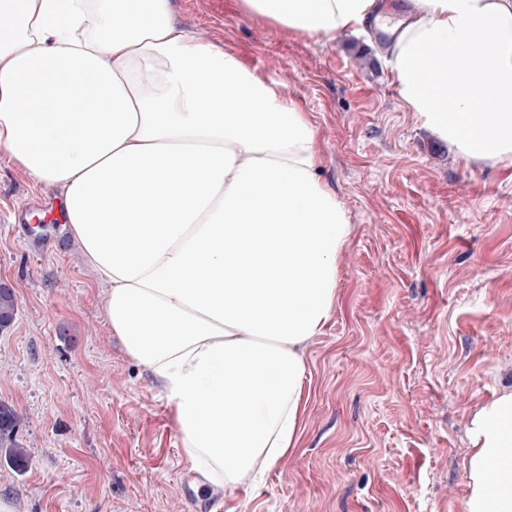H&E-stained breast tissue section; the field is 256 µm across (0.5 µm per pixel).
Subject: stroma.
<instances>
[{"label": "stroma", "mask_w": 512, "mask_h": 512, "mask_svg": "<svg viewBox=\"0 0 512 512\" xmlns=\"http://www.w3.org/2000/svg\"><path fill=\"white\" fill-rule=\"evenodd\" d=\"M316 126L347 210L337 304L306 347L300 442L234 493L192 471L169 403L113 336L107 284L56 187L0 149V401L30 463L0 458L13 512H462L472 413L512 388V165L469 162L400 100L381 39L297 34L241 0H172Z\"/></svg>", "instance_id": "35a3bbf8"}]
</instances>
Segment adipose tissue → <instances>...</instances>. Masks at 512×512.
<instances>
[{"label":"adipose tissue","mask_w":512,"mask_h":512,"mask_svg":"<svg viewBox=\"0 0 512 512\" xmlns=\"http://www.w3.org/2000/svg\"><path fill=\"white\" fill-rule=\"evenodd\" d=\"M241 2L329 40L384 19L378 0ZM410 3L386 47L404 107L465 160L512 164V0ZM0 148L59 189L192 467L232 492L296 448L351 226L295 101L170 0H0ZM469 448L463 512H512V389Z\"/></svg>","instance_id":"ef3b65f1"}]
</instances>
